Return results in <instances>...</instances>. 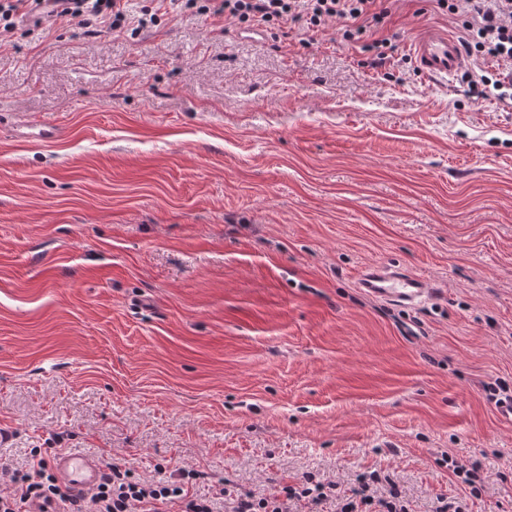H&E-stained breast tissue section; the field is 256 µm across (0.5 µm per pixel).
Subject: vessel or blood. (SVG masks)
<instances>
[{"label":"vessel or blood","mask_w":512,"mask_h":512,"mask_svg":"<svg viewBox=\"0 0 512 512\" xmlns=\"http://www.w3.org/2000/svg\"><path fill=\"white\" fill-rule=\"evenodd\" d=\"M411 55L423 80L444 81L465 69L467 60L460 41L447 28L423 26L411 44ZM359 286L373 297L398 307H417L436 293L434 286L418 275L378 264L367 268ZM53 470L73 495L93 490L104 473L101 462L75 449L56 454Z\"/></svg>","instance_id":"vessel-or-blood-1"}]
</instances>
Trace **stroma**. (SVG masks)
Returning a JSON list of instances; mask_svg holds the SVG:
<instances>
[{
	"label": "stroma",
	"instance_id": "obj_1",
	"mask_svg": "<svg viewBox=\"0 0 512 512\" xmlns=\"http://www.w3.org/2000/svg\"><path fill=\"white\" fill-rule=\"evenodd\" d=\"M0 30V459L76 448L200 490L398 483L512 512V106L430 85L388 0L366 66L336 23L187 10ZM388 263L412 309L367 296ZM475 461L469 485L445 456ZM359 288L398 307L420 306L437 293V288L420 276L384 264L367 268L360 277Z\"/></svg>",
	"mask_w": 512,
	"mask_h": 512
}]
</instances>
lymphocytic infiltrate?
Returning <instances> with one entry per match:
<instances>
[{"mask_svg": "<svg viewBox=\"0 0 512 512\" xmlns=\"http://www.w3.org/2000/svg\"><path fill=\"white\" fill-rule=\"evenodd\" d=\"M449 13L464 12L462 43L467 57L491 62V69L466 75L472 97L512 101V0H436ZM203 13L248 24L284 25L306 20L317 28L333 19L340 23L347 43L359 42L363 33L381 29L389 10L383 0H207ZM49 17H71L121 22L123 0H0V23L13 28L15 19L31 12ZM0 478L13 486L0 494V512H24L28 501L61 503L70 512H302L303 504L315 512H409L393 480L361 482L341 494L318 482L300 489L286 485L263 494L240 492L216 497L198 495L176 481H136L121 464L109 462L98 487L73 497L58 484L43 454H33L25 467L0 464Z\"/></svg>", "mask_w": 512, "mask_h": 512, "instance_id": "lymphocytic-infiltrate-1", "label": "lymphocytic infiltrate"}]
</instances>
